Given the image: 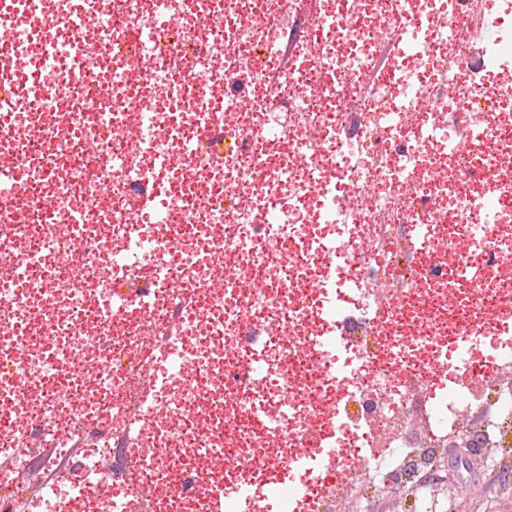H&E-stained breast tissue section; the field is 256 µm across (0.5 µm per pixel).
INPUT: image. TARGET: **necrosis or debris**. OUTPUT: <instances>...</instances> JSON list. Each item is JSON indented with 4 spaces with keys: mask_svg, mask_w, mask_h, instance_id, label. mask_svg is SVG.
<instances>
[{
    "mask_svg": "<svg viewBox=\"0 0 512 512\" xmlns=\"http://www.w3.org/2000/svg\"><path fill=\"white\" fill-rule=\"evenodd\" d=\"M162 2L183 21L159 35ZM337 2L320 0L289 49L293 66L276 78L275 46L294 18L276 0H0V29L11 33L0 76H32L0 119V146L24 186L0 204L9 258L0 272L17 260L31 269L0 300V358L23 367L25 384L0 397V448L30 447L14 422L35 419L53 424L44 444L55 451L39 487L0 470V512L18 502L26 512H136L142 492L150 512H198L208 491L199 447L234 460L254 512H297L299 495L306 512H350L355 500L368 512L401 480L430 512L420 475L473 438L512 472V328L477 343L468 323L471 307L512 308V286L446 305L447 264L428 269L409 234L418 218L459 256L512 264V172L461 151L447 180L431 182L421 173L440 164L438 145L379 136L386 113L427 101V123L460 140L455 107L483 102L495 112L486 146L501 153L512 141L503 97L512 69L495 63L512 58V35L447 43L452 20L478 18L489 0H422L408 35L415 53L385 57L383 43L403 35L400 0H358L361 19L348 25ZM93 42L119 50L108 71L77 58ZM245 61L253 72L242 93L230 77ZM397 71L415 83L394 80ZM204 84L223 85V99L197 95ZM243 96L249 108L238 106ZM199 111L212 115L207 129L191 123ZM175 122L209 181L174 183L157 165ZM488 184L503 206L480 242L473 227ZM272 205L276 224L265 220ZM175 281L192 316L173 301ZM386 285L403 294L404 326L390 333L377 323ZM415 320L425 337L406 330ZM255 354L273 377L256 390L236 366ZM437 365L448 373L442 394ZM269 412L275 421L254 429ZM206 415L220 427L203 437ZM331 429L339 453L315 483L294 467L295 451L309 431ZM76 447L92 474L82 484L61 462ZM114 448L134 469L101 473ZM267 461L291 473L295 494L270 498L256 477Z\"/></svg>",
    "mask_w": 512,
    "mask_h": 512,
    "instance_id": "necrosis-or-debris-1",
    "label": "necrosis or debris"
}]
</instances>
